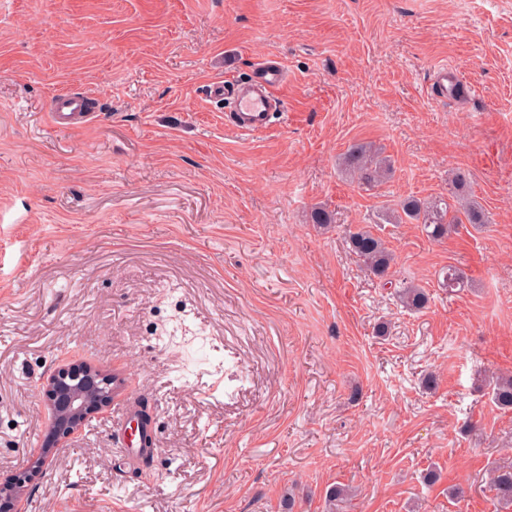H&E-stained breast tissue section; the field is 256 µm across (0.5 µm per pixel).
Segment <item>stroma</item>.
Segmentation results:
<instances>
[{"label": "stroma", "mask_w": 512, "mask_h": 512, "mask_svg": "<svg viewBox=\"0 0 512 512\" xmlns=\"http://www.w3.org/2000/svg\"><path fill=\"white\" fill-rule=\"evenodd\" d=\"M268 60L284 111L241 134L209 86ZM440 64L478 96L431 99ZM61 92L98 121L51 127ZM359 142L387 182L342 173ZM457 172L486 224L434 241L383 222L450 198ZM1 199L0 477L43 442L39 388L67 359L126 363L155 442L130 468L112 406L29 512H500L512 410L486 376L512 375V0H0ZM358 225L425 309L350 252ZM451 266L466 287L442 288ZM337 484L357 494L332 507ZM344 174L358 185L375 187L381 184L392 171L390 159L382 157L372 143H356L340 157ZM400 305L410 312H418L425 308L429 301V295L425 288L410 283H403L396 293ZM490 487L502 509L512 508V467L498 468L490 478Z\"/></svg>", "instance_id": "stroma-1"}]
</instances>
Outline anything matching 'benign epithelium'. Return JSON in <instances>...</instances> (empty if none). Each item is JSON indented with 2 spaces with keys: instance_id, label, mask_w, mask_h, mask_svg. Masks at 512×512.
I'll list each match as a JSON object with an SVG mask.
<instances>
[{
  "instance_id": "obj_1",
  "label": "benign epithelium",
  "mask_w": 512,
  "mask_h": 512,
  "mask_svg": "<svg viewBox=\"0 0 512 512\" xmlns=\"http://www.w3.org/2000/svg\"><path fill=\"white\" fill-rule=\"evenodd\" d=\"M39 396L52 415L50 436L32 454L25 471L0 479V512H24L29 484L57 466L69 439L110 408L112 373L84 361L65 362L43 380Z\"/></svg>"
}]
</instances>
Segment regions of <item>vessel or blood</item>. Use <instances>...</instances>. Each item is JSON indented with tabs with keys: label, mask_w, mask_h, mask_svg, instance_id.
I'll list each match as a JSON object with an SVG mask.
<instances>
[{
	"label": "vessel or blood",
	"mask_w": 512,
	"mask_h": 512,
	"mask_svg": "<svg viewBox=\"0 0 512 512\" xmlns=\"http://www.w3.org/2000/svg\"><path fill=\"white\" fill-rule=\"evenodd\" d=\"M285 82V71L280 63L268 61L255 68L244 80L218 81L209 89L217 100H231L234 107L232 124L237 131L252 134L268 128L274 113L281 111L282 101L277 92ZM475 96L473 86L459 78L454 70L439 67L434 74L431 89L433 99L444 102L455 92ZM50 123L59 129L82 128L95 123L97 113L87 109L83 98L68 93L55 96L48 114ZM132 373L124 366L112 369V397L117 401L131 400Z\"/></svg>",
	"instance_id": "b4317fda"
}]
</instances>
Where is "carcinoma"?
<instances>
[{"label":"carcinoma","instance_id":"carcinoma-1","mask_svg":"<svg viewBox=\"0 0 512 512\" xmlns=\"http://www.w3.org/2000/svg\"><path fill=\"white\" fill-rule=\"evenodd\" d=\"M340 166L344 174L363 187H375L388 179L392 171L390 159L381 156V152L371 143H356L340 157ZM459 207L436 202L426 205L415 198H407L400 204V210L384 215L389 224L415 223L433 240H441L458 231V227L484 223V214L477 203L462 197ZM351 252L364 264L377 279L390 282L391 267L394 262L392 251L385 240L375 234L369 226H359L348 235ZM400 305L410 311L418 312L429 301L426 289L410 283H404L397 291ZM492 400L501 409H512V376L498 375L492 378ZM490 487L501 508H512V467L498 468L490 478Z\"/></svg>","mask_w":512,"mask_h":512}]
</instances>
